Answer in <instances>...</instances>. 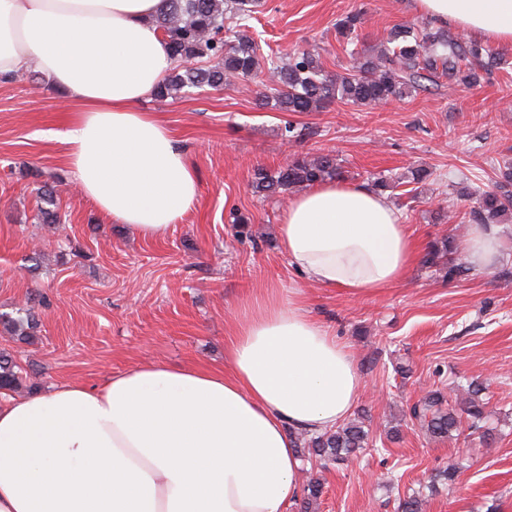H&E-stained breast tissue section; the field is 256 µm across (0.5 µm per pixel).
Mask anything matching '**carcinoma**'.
Returning <instances> with one entry per match:
<instances>
[{
    "instance_id": "1",
    "label": "carcinoma",
    "mask_w": 512,
    "mask_h": 512,
    "mask_svg": "<svg viewBox=\"0 0 512 512\" xmlns=\"http://www.w3.org/2000/svg\"><path fill=\"white\" fill-rule=\"evenodd\" d=\"M167 11L156 25L167 37L175 68L155 89L160 97H177L186 88L220 89L257 75L259 46L249 33L248 21L262 0H168ZM365 12L355 9L336 23V35L350 43L363 39ZM351 64L343 73L332 74L319 54L296 49L284 56L267 59V71L275 81L265 86V103L281 112H316L339 100L353 105H377L427 91L448 80V88H470L508 64L498 50L475 40L451 36L448 30L424 22L415 33L398 29L390 33L374 54L351 51ZM343 170L331 154H296L288 165L278 169L257 167L252 188L264 196H289L317 183L340 179ZM42 224H62L58 180L46 179L38 188ZM472 206V224H491L512 213V166L500 170L497 190L479 187L467 194ZM457 248L446 237L435 241L424 257L430 267L446 268L448 279L468 275L470 268L454 257ZM41 319L35 306L27 304L13 314H0V328L21 342L28 343L40 332ZM30 376L23 375L17 360L0 353V394L15 392ZM484 388L470 382L462 396L445 405L439 390L427 392L410 408V416L429 436L450 438L467 427L483 428L487 402ZM300 453L324 461H343L370 447V433L363 423L341 422L317 436L302 433L294 437ZM322 494L319 480L309 477L304 486L300 512H311V505Z\"/></svg>"
}]
</instances>
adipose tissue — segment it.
<instances>
[{
  "label": "adipose tissue",
  "instance_id": "adipose-tissue-1",
  "mask_svg": "<svg viewBox=\"0 0 512 512\" xmlns=\"http://www.w3.org/2000/svg\"><path fill=\"white\" fill-rule=\"evenodd\" d=\"M167 0H0V77L38 72L76 113L64 133L81 193L146 239L197 202L198 177L141 101L174 67L154 18ZM442 26L512 45V0H410ZM288 263L308 281L366 298L403 280L417 245L386 197L325 181L279 220ZM502 241L473 225L478 269ZM226 349L229 372L154 364L98 389L63 382L0 402V512H286L302 469L292 432L318 435L364 381L347 346L298 290L266 297Z\"/></svg>",
  "mask_w": 512,
  "mask_h": 512
}]
</instances>
